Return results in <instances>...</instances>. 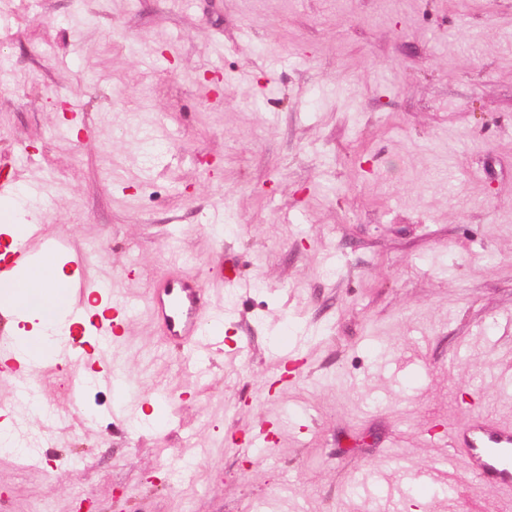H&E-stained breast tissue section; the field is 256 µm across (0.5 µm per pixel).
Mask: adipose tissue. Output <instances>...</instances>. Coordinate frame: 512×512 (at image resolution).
I'll return each instance as SVG.
<instances>
[{"mask_svg":"<svg viewBox=\"0 0 512 512\" xmlns=\"http://www.w3.org/2000/svg\"><path fill=\"white\" fill-rule=\"evenodd\" d=\"M20 297L25 306L18 340L25 350L39 357H51L55 326L70 310L67 279L60 269H52L44 283L32 284L25 293L16 294L12 285L0 283V297Z\"/></svg>","mask_w":512,"mask_h":512,"instance_id":"1","label":"adipose tissue"}]
</instances>
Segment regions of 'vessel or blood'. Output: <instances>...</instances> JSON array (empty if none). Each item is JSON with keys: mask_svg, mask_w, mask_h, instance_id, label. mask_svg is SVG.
Wrapping results in <instances>:
<instances>
[{"mask_svg": "<svg viewBox=\"0 0 512 512\" xmlns=\"http://www.w3.org/2000/svg\"><path fill=\"white\" fill-rule=\"evenodd\" d=\"M61 260L69 262L73 269L69 281L72 303L67 331L55 338V358L83 369L93 368L97 365L93 352L78 337L85 322L94 323L104 336L119 335L122 322L111 306V290L98 288L96 281L85 273L83 259L71 258L63 240L43 237L39 225H25L13 242L8 259L0 262V282L18 280L23 273L38 274ZM203 294L204 289L195 277L182 275L167 279L147 296V303L166 335L189 344L196 352L207 351L224 340L221 332L201 324ZM0 370L19 382L36 377L40 363L19 347L16 337L0 336ZM448 441L449 466L465 463L481 479L512 490L511 427L472 418L452 431Z\"/></svg>", "mask_w": 512, "mask_h": 512, "instance_id": "b4317fda", "label": "vessel or blood"}]
</instances>
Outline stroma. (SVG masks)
<instances>
[{
    "mask_svg": "<svg viewBox=\"0 0 512 512\" xmlns=\"http://www.w3.org/2000/svg\"><path fill=\"white\" fill-rule=\"evenodd\" d=\"M0 16V190L45 187L37 223L94 245L132 307L106 359L167 418L79 425L44 378L49 444L0 454V512H512L442 466L466 417L512 426V0ZM187 273L224 314L202 378L145 307Z\"/></svg>",
    "mask_w": 512,
    "mask_h": 512,
    "instance_id": "stroma-1",
    "label": "stroma"
}]
</instances>
